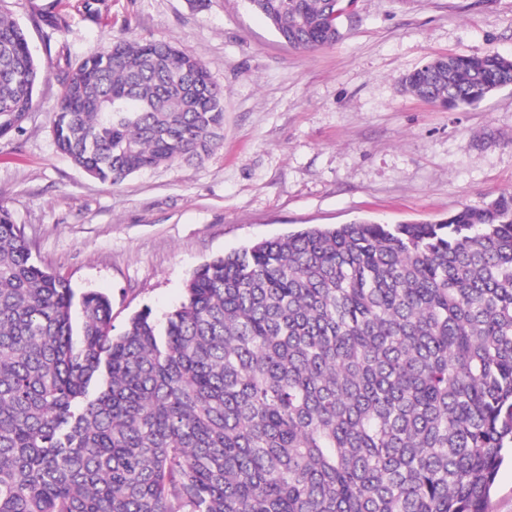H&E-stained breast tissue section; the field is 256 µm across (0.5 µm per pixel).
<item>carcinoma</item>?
Listing matches in <instances>:
<instances>
[{"instance_id":"1","label":"carcinoma","mask_w":512,"mask_h":512,"mask_svg":"<svg viewBox=\"0 0 512 512\" xmlns=\"http://www.w3.org/2000/svg\"><path fill=\"white\" fill-rule=\"evenodd\" d=\"M6 2L0 137L41 78ZM247 3L312 51L355 0ZM402 85L473 107L512 59L448 54ZM53 135L116 185L219 148L224 88L170 42L120 38L65 79ZM509 451L512 192L242 247L118 333L110 299L35 263L0 205V512H488Z\"/></svg>"}]
</instances>
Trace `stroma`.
I'll list each match as a JSON object with an SVG mask.
<instances>
[{
	"label": "stroma",
	"instance_id": "1",
	"mask_svg": "<svg viewBox=\"0 0 512 512\" xmlns=\"http://www.w3.org/2000/svg\"><path fill=\"white\" fill-rule=\"evenodd\" d=\"M15 0L41 68L21 130L0 138V203L34 261L112 301L122 329L184 299L192 272L306 226L437 219L512 192V87L452 111L404 94L440 55L512 56V0H356L335 45L299 52L244 0ZM65 14L53 33L42 13ZM172 42L224 88V140L200 161L109 185L56 148L62 83L112 39Z\"/></svg>",
	"mask_w": 512,
	"mask_h": 512
}]
</instances>
